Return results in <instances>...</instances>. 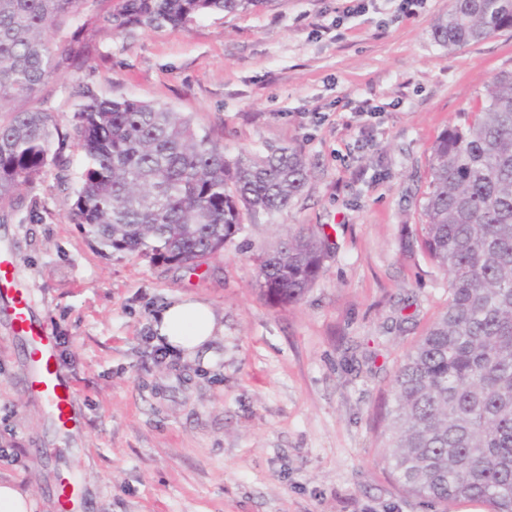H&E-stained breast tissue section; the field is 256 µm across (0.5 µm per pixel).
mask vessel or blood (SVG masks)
Returning a JSON list of instances; mask_svg holds the SVG:
<instances>
[{
	"label": "vessel or blood",
	"instance_id": "1",
	"mask_svg": "<svg viewBox=\"0 0 512 512\" xmlns=\"http://www.w3.org/2000/svg\"><path fill=\"white\" fill-rule=\"evenodd\" d=\"M35 298L19 281L9 248L0 246V307L10 316V332L30 350L28 388L48 406L63 430L76 426L74 383L65 378L56 356L55 338L34 315Z\"/></svg>",
	"mask_w": 512,
	"mask_h": 512
}]
</instances>
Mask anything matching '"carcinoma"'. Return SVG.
I'll use <instances>...</instances> for the list:
<instances>
[{"mask_svg": "<svg viewBox=\"0 0 512 512\" xmlns=\"http://www.w3.org/2000/svg\"><path fill=\"white\" fill-rule=\"evenodd\" d=\"M86 0H0V206L44 170L59 120L27 108L76 51L54 48L63 17ZM263 0H123L95 16L108 32L184 26ZM512 30V0H453L436 42L460 47ZM72 115L85 158L71 223L100 250L188 270L245 228L269 221L304 190L308 165L290 146L230 157L191 117L165 105L79 90ZM420 247L448 275L449 299L399 366L386 463L403 490L439 503L512 512V71L489 85L464 121L433 145ZM327 257L314 232L254 258L272 300H300Z\"/></svg>", "mask_w": 512, "mask_h": 512, "instance_id": "carcinoma-1", "label": "carcinoma"}]
</instances>
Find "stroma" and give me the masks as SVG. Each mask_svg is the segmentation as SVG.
Returning a JSON list of instances; mask_svg holds the SVG:
<instances>
[{"label": "stroma", "instance_id": "stroma-1", "mask_svg": "<svg viewBox=\"0 0 512 512\" xmlns=\"http://www.w3.org/2000/svg\"><path fill=\"white\" fill-rule=\"evenodd\" d=\"M121 3L88 0L56 31L55 45L78 53L37 101L66 135L52 144L60 163L0 221L76 384L79 428L60 436L28 391L24 347L0 314V478L30 491L36 512H58L62 472L76 474L83 512H474L403 491L383 460L385 430L396 370L448 301L418 244L432 146L512 71V31L437 44L452 0H368L358 12L346 0H264L176 28L92 23ZM83 85L191 115L233 157L298 147L307 185L196 270L103 255L67 218ZM302 230L326 235L324 271L281 304L257 286L252 256ZM179 295L223 314L214 364L157 357L152 315Z\"/></svg>", "mask_w": 512, "mask_h": 512}]
</instances>
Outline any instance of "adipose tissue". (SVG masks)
I'll list each match as a JSON object with an SVG mask.
<instances>
[{
    "label": "adipose tissue",
    "instance_id": "adipose-tissue-1",
    "mask_svg": "<svg viewBox=\"0 0 512 512\" xmlns=\"http://www.w3.org/2000/svg\"><path fill=\"white\" fill-rule=\"evenodd\" d=\"M153 330L157 343L193 357L223 337L224 317L205 301L181 296L155 315Z\"/></svg>",
    "mask_w": 512,
    "mask_h": 512
}]
</instances>
